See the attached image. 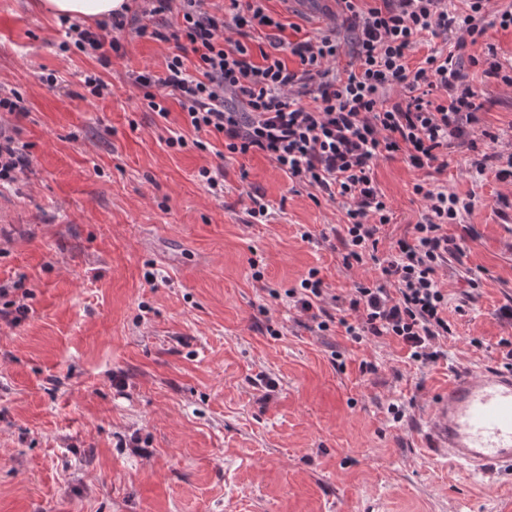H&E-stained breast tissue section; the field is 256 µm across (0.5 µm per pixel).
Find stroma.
Wrapping results in <instances>:
<instances>
[{"label": "stroma", "mask_w": 512, "mask_h": 512, "mask_svg": "<svg viewBox=\"0 0 512 512\" xmlns=\"http://www.w3.org/2000/svg\"><path fill=\"white\" fill-rule=\"evenodd\" d=\"M35 2L0 0V85L26 110L0 124L30 158L27 176L0 186L12 217L0 223V284L13 300L30 293L16 324L0 320V512H512L511 478L474 480L427 456L416 426L457 371L506 367L497 342L512 329L496 312L512 305V207L498 198H512V181L499 160L481 177L463 148L440 172L400 155L375 167L394 212L383 251L420 218L413 184L476 200L472 237L448 227L463 242L442 275L447 358L417 368L394 339L359 345L288 304L312 269L343 301L374 276L342 264L339 205L262 154L221 158L220 139L197 150L175 99L168 117L153 112L131 76L162 75L168 44L127 37L104 66L64 48L59 19ZM271 7L291 42L343 20L327 5ZM89 72L111 95L89 93ZM465 72L485 84L484 128L512 132V87ZM173 128L186 146L167 145ZM204 167L223 169V194L208 192ZM254 191L268 223L250 221Z\"/></svg>", "instance_id": "stroma-1"}]
</instances>
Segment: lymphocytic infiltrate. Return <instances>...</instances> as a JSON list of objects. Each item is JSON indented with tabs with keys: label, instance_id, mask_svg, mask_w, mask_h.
<instances>
[{
	"label": "lymphocytic infiltrate",
	"instance_id": "lymphocytic-infiltrate-1",
	"mask_svg": "<svg viewBox=\"0 0 512 512\" xmlns=\"http://www.w3.org/2000/svg\"><path fill=\"white\" fill-rule=\"evenodd\" d=\"M182 23L172 31L136 27L135 33L173 44L166 73L134 74L146 91L149 107L168 117L167 97H175L185 121L206 137L223 138L231 155L262 153L289 179L316 189L345 211L342 242L344 267L373 264L377 279L357 283L337 319L355 343L390 336L419 366L436 363L444 352L440 341L452 333L448 293L439 271L458 244L448 227L470 213L473 197H461L447 187L413 186L424 206L411 239L398 240L380 252L378 233L392 220L374 167L379 159L404 154L422 170L438 162L445 150L463 147L474 156L476 174H483L487 144L498 135L482 129L481 91L467 81L458 53L434 49L418 66L410 56L425 38L447 39L464 32L478 54L470 63L485 76L512 85V69L485 42L488 0H466L465 10L450 0H341L344 31L315 35L300 42L283 39L285 25L269 0H231L230 19L213 14L208 0H177ZM124 14H112L91 30L69 24L66 34L85 53L120 51L118 32ZM264 33L269 47L254 52L252 34ZM353 47L348 69L335 62L344 44ZM197 58L198 76L186 72L187 54ZM294 56L297 67L286 58ZM401 88L390 100L388 92ZM293 308L308 315L318 330H327L323 316L331 296L317 271H309L299 287L287 293Z\"/></svg>",
	"mask_w": 512,
	"mask_h": 512
}]
</instances>
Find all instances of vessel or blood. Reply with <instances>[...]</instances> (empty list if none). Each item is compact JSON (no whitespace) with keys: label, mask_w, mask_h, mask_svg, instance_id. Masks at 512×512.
I'll use <instances>...</instances> for the list:
<instances>
[{"label":"vessel or blood","mask_w":512,"mask_h":512,"mask_svg":"<svg viewBox=\"0 0 512 512\" xmlns=\"http://www.w3.org/2000/svg\"><path fill=\"white\" fill-rule=\"evenodd\" d=\"M424 450L474 476L512 473V371L452 377L423 409Z\"/></svg>","instance_id":"vessel-or-blood-1"}]
</instances>
